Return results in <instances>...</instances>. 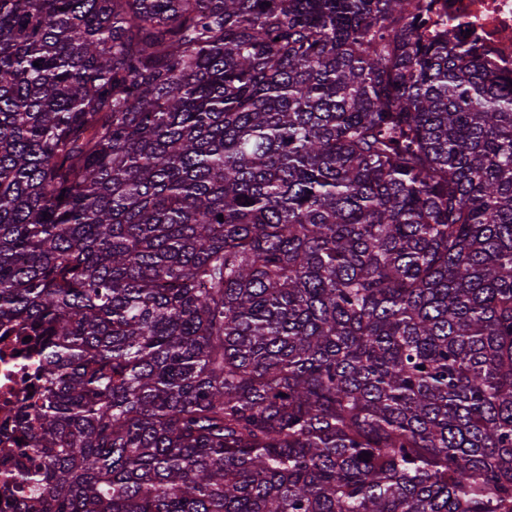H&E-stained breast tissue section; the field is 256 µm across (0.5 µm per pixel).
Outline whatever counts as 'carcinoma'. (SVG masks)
Wrapping results in <instances>:
<instances>
[{"mask_svg": "<svg viewBox=\"0 0 512 512\" xmlns=\"http://www.w3.org/2000/svg\"><path fill=\"white\" fill-rule=\"evenodd\" d=\"M435 2L0 0L12 512H512V88ZM9 341L0 343V440H5V427L21 404V382L37 373L35 362L22 358Z\"/></svg>", "mask_w": 512, "mask_h": 512, "instance_id": "1", "label": "carcinoma"}]
</instances>
